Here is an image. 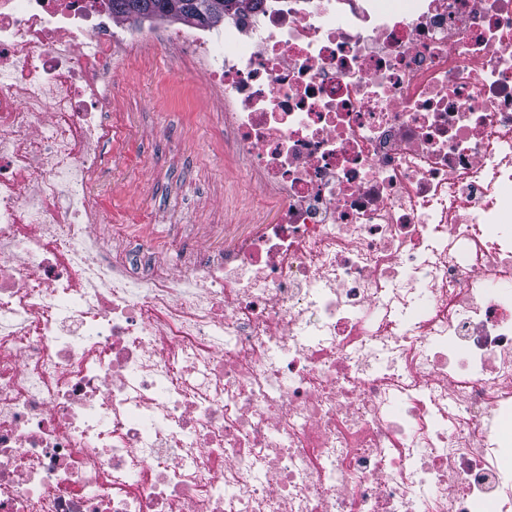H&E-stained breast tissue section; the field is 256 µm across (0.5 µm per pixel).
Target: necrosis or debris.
I'll list each match as a JSON object with an SVG mask.
<instances>
[{
  "mask_svg": "<svg viewBox=\"0 0 512 512\" xmlns=\"http://www.w3.org/2000/svg\"><path fill=\"white\" fill-rule=\"evenodd\" d=\"M0 0V512H512V0ZM175 44L276 217L166 259L98 188ZM228 0H111L112 14L130 17L134 10L139 17L149 16H172L168 19L176 25L188 24L183 20L190 13L196 15V22L200 25L209 26L210 24L224 21L226 12V2ZM224 2V8L222 4ZM177 17V18H174ZM121 18L128 24L135 23L134 20Z\"/></svg>",
  "mask_w": 512,
  "mask_h": 512,
  "instance_id": "1",
  "label": "necrosis or debris"
}]
</instances>
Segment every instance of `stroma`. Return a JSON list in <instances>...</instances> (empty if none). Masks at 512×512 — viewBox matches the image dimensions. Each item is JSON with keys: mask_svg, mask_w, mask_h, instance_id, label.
Masks as SVG:
<instances>
[{"mask_svg": "<svg viewBox=\"0 0 512 512\" xmlns=\"http://www.w3.org/2000/svg\"><path fill=\"white\" fill-rule=\"evenodd\" d=\"M179 55L170 44L113 72L121 91L112 108L119 143L105 150L112 175L101 188L113 215L151 225L162 250L167 215L177 216L194 245H204L217 224L228 244L250 228L261 201L234 165L216 95L179 68Z\"/></svg>", "mask_w": 512, "mask_h": 512, "instance_id": "obj_1", "label": "stroma"}]
</instances>
